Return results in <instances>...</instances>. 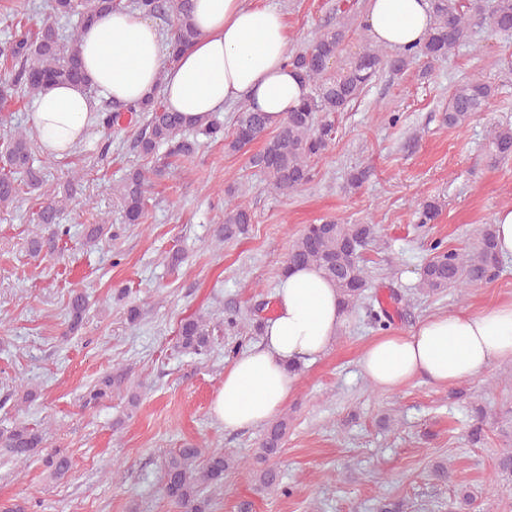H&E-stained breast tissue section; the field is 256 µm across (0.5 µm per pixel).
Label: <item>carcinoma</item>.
Listing matches in <instances>:
<instances>
[{
	"label": "carcinoma",
	"mask_w": 512,
	"mask_h": 512,
	"mask_svg": "<svg viewBox=\"0 0 512 512\" xmlns=\"http://www.w3.org/2000/svg\"><path fill=\"white\" fill-rule=\"evenodd\" d=\"M50 13L61 17H78V25L67 41L48 23H30L23 15L7 13L0 23L14 31L9 41L0 45V124L9 113L18 110L27 98L37 96L55 83L82 84L79 42L81 29L99 14L116 8V0H48ZM143 14L173 23L170 37L171 54L176 56L196 38L191 21L192 0H136ZM432 24L425 40L404 52L389 54L366 44L363 52L348 60L336 72L331 65L338 61L346 38L345 28L338 26L319 32L303 49L289 54V62L312 88L311 94L296 109L287 113L276 132L267 135L269 126L263 112L241 108L235 117L231 136L224 128L207 119L188 121L179 112L168 110L159 95L144 102L114 106L107 104L99 111V124L110 128L122 112L146 113V124L136 140V147L147 157H156L150 168L129 171L114 189L128 224H139L145 215L148 190L152 179L161 176L170 158H190L195 143L185 132L199 128L206 136L224 140V150L239 153L258 139L261 150L250 157V165L266 179L268 187L282 195L293 193L313 178L311 158L326 149L332 125L323 116L345 111L366 87L384 71L394 75L405 73L414 61L423 58L427 64L445 62L462 46L477 19L494 33H512V0H430ZM491 84L477 75L458 83L449 98L443 121L450 127L469 123L494 96ZM163 156H156L159 148ZM493 164L512 159V126L495 129L488 146ZM40 170L33 165V146L24 131H9L0 137V208L17 201L22 190L41 189ZM72 188L66 187L62 198L53 195L32 218L37 229L29 240V250L38 256L54 252L57 242L68 229L60 224L65 203ZM252 214L242 206L225 205L224 224L217 229V241L231 240L247 231ZM86 241L96 244L112 238V225L101 222L86 228ZM378 229L374 224H340L334 220L311 224L293 242L285 268L314 266L333 282L346 311H353L366 298L370 288L364 253L374 246ZM431 256L420 268L421 289L436 292L449 288H467L493 281L499 274L501 259L496 249L495 228L486 224L476 246L469 252L448 249L437 241L430 247ZM88 309L84 294L74 291L67 305V329L73 333L81 328ZM179 346L196 355L211 349L210 326L201 318H188L180 323ZM124 375L109 372L91 384L82 396V406H95L112 398V388L124 384ZM288 431V417L270 422L265 428L260 448L251 470L255 481L264 488L280 485L277 461ZM44 445L42 431L25 423L0 430V448L12 458L25 462ZM199 450L181 448L169 459L164 482L165 496L181 506L184 512H207L208 502L201 497L202 484L214 485L224 480L229 458L222 453L210 455L197 470L192 463ZM46 467L59 477L71 468L68 456L54 451L45 456Z\"/></svg>",
	"instance_id": "cac0c4a2"
}]
</instances>
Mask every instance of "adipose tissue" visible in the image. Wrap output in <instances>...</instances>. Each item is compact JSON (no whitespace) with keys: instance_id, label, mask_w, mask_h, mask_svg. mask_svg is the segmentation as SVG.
I'll use <instances>...</instances> for the list:
<instances>
[{"instance_id":"1","label":"adipose tissue","mask_w":512,"mask_h":512,"mask_svg":"<svg viewBox=\"0 0 512 512\" xmlns=\"http://www.w3.org/2000/svg\"><path fill=\"white\" fill-rule=\"evenodd\" d=\"M197 37L178 57L157 25L138 11L99 15L81 34L87 87L54 85L34 101L31 125L43 151L62 156L86 139L94 120L89 89L133 104L160 93L167 108L201 120L242 102L276 126L309 94L288 63V23L264 0H194ZM365 23L395 51L421 44L430 29L428 0H370ZM347 321L335 285L314 267H293L275 291V312L258 343L224 373L212 414L225 429L270 420L296 385L295 366L323 355ZM512 360V302L479 312L444 313L410 333L376 337L359 366L382 388L421 379L436 385L481 376Z\"/></svg>"}]
</instances>
